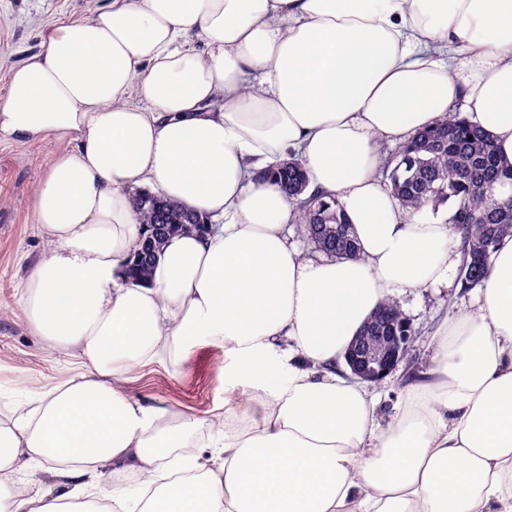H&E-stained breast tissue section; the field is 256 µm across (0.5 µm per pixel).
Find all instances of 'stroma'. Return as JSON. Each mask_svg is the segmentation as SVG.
<instances>
[{
	"label": "stroma",
	"instance_id": "35a3bbf8",
	"mask_svg": "<svg viewBox=\"0 0 512 512\" xmlns=\"http://www.w3.org/2000/svg\"><path fill=\"white\" fill-rule=\"evenodd\" d=\"M105 0H0V98L11 68L41 46L40 31L54 19L83 16ZM63 147L51 140L39 146L0 143V410L29 408L41 392L69 375L65 359L45 352L31 336L19 302L30 263L45 249L35 232L32 199L53 157ZM477 290L458 280L428 288H402L392 300L417 336L407 360L377 381L379 426H387L409 371L426 374L432 365L433 334L445 316L477 307ZM130 392L176 421L206 426L224 410V351L200 340L190 358L173 365L159 360L131 370Z\"/></svg>",
	"mask_w": 512,
	"mask_h": 512
}]
</instances>
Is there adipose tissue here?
<instances>
[{"label":"adipose tissue","instance_id":"adipose-tissue-1","mask_svg":"<svg viewBox=\"0 0 512 512\" xmlns=\"http://www.w3.org/2000/svg\"><path fill=\"white\" fill-rule=\"evenodd\" d=\"M461 99L512 161V0H110L43 26L10 71L0 142L64 144L33 197L46 248L21 301L71 374L0 419V512H512V235L386 428L345 370L395 289L459 262L448 216L408 217L379 170L381 144ZM294 155L358 258L289 242L296 208L256 174ZM135 185L211 222L166 239L144 280L125 273ZM202 338L224 349L229 397L210 458L173 479L157 462L195 421L165 423L121 379ZM44 461L64 493L17 483ZM127 473L150 493L137 510L108 486Z\"/></svg>","mask_w":512,"mask_h":512}]
</instances>
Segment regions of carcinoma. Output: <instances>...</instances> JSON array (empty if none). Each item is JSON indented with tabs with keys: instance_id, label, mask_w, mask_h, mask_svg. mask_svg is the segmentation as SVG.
Instances as JSON below:
<instances>
[{
	"instance_id": "obj_1",
	"label": "carcinoma",
	"mask_w": 512,
	"mask_h": 512,
	"mask_svg": "<svg viewBox=\"0 0 512 512\" xmlns=\"http://www.w3.org/2000/svg\"><path fill=\"white\" fill-rule=\"evenodd\" d=\"M294 165L267 169L262 180L276 183L298 206L302 237L314 248L335 259H355L359 248L349 220L338 201L318 195L300 198L308 183L302 160ZM391 191L406 212L414 216L436 202L454 206L450 223L460 238L458 266L461 288L482 284L491 268V256L500 239L512 234V163L500 154L493 139L460 112H448L436 125L419 131L396 154L387 157ZM135 205L148 234L140 241L136 260L129 270L133 277L148 275L165 239L187 227L206 228L208 218L150 192H136ZM400 316L398 306L379 305L364 326L370 345L379 348L387 335L389 315Z\"/></svg>"
}]
</instances>
